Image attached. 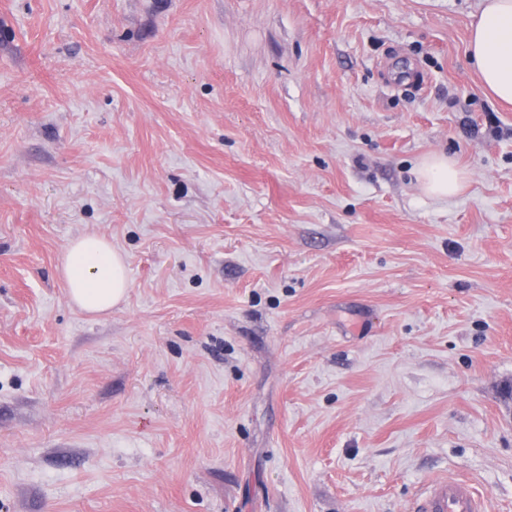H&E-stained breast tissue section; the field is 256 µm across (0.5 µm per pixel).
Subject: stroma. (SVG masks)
Returning a JSON list of instances; mask_svg holds the SVG:
<instances>
[{
	"mask_svg": "<svg viewBox=\"0 0 512 512\" xmlns=\"http://www.w3.org/2000/svg\"><path fill=\"white\" fill-rule=\"evenodd\" d=\"M479 3L0 0V512H411L450 476L512 512ZM89 233L128 263L96 318L57 272ZM423 189L431 196L444 199L455 196L462 189V177L445 155L424 158L418 168Z\"/></svg>",
	"mask_w": 512,
	"mask_h": 512,
	"instance_id": "stroma-1",
	"label": "stroma"
}]
</instances>
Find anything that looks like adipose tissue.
<instances>
[{
	"instance_id": "1",
	"label": "adipose tissue",
	"mask_w": 512,
	"mask_h": 512,
	"mask_svg": "<svg viewBox=\"0 0 512 512\" xmlns=\"http://www.w3.org/2000/svg\"><path fill=\"white\" fill-rule=\"evenodd\" d=\"M468 55L482 87L495 100L512 103V0H482ZM418 178L426 193L440 199L455 196L463 186L458 169L443 155L424 158ZM58 271L69 301L86 314L109 313L125 298L127 259L106 238L88 234L74 240Z\"/></svg>"
}]
</instances>
